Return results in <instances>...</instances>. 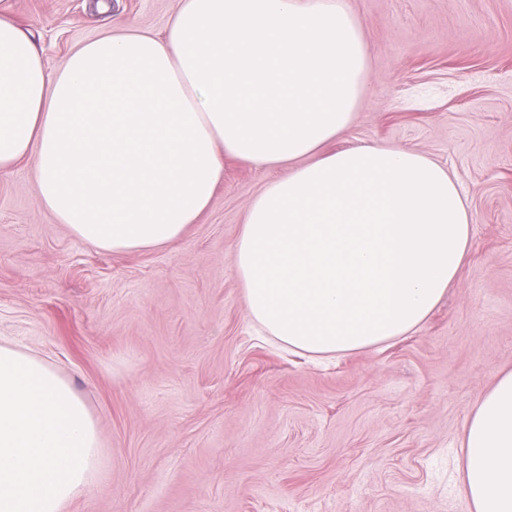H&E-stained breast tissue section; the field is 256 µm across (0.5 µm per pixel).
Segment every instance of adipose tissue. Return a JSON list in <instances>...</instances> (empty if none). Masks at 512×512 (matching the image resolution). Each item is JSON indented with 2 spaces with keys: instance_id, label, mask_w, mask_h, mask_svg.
Wrapping results in <instances>:
<instances>
[{
  "instance_id": "1",
  "label": "adipose tissue",
  "mask_w": 512,
  "mask_h": 512,
  "mask_svg": "<svg viewBox=\"0 0 512 512\" xmlns=\"http://www.w3.org/2000/svg\"><path fill=\"white\" fill-rule=\"evenodd\" d=\"M367 85L363 28L341 0H180L162 34L110 29L53 70L0 13V172L29 164L55 221L114 253L180 240L225 161L276 171L234 244L246 314L330 361L422 325L472 235L456 182L429 157L333 150ZM462 448L466 512H512V370ZM100 463L70 382L0 343V512H65Z\"/></svg>"
}]
</instances>
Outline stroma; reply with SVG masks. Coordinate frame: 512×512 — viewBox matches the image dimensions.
<instances>
[{
  "instance_id": "1",
  "label": "stroma",
  "mask_w": 512,
  "mask_h": 512,
  "mask_svg": "<svg viewBox=\"0 0 512 512\" xmlns=\"http://www.w3.org/2000/svg\"><path fill=\"white\" fill-rule=\"evenodd\" d=\"M0 0L49 68L108 28L162 33L179 0ZM369 52L342 148L420 152L474 223L457 280L394 344L315 367L252 336L233 244L273 171L234 161L160 250L112 253L0 174V340L55 367L100 436L67 512H464L466 424L512 369V0H345Z\"/></svg>"
}]
</instances>
